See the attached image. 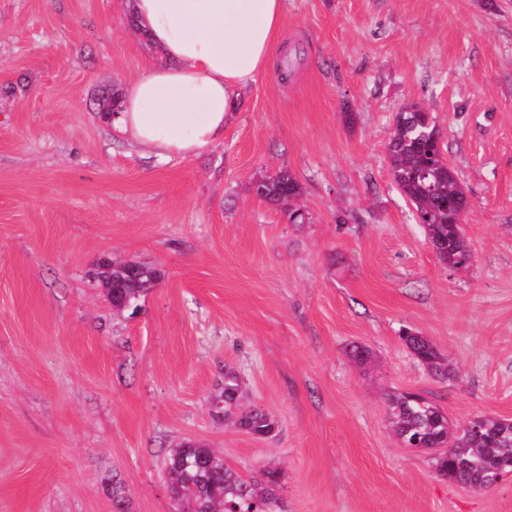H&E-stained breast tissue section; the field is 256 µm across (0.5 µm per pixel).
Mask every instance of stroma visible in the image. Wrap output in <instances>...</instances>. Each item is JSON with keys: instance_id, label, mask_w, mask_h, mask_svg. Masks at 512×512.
Listing matches in <instances>:
<instances>
[{"instance_id": "35a3bbf8", "label": "stroma", "mask_w": 512, "mask_h": 512, "mask_svg": "<svg viewBox=\"0 0 512 512\" xmlns=\"http://www.w3.org/2000/svg\"><path fill=\"white\" fill-rule=\"evenodd\" d=\"M279 52L219 143L158 160L110 118L160 63L129 0H0V512H115L117 483L127 512H173L187 441L276 469L288 512H512V479L441 476L386 406L512 420V0H288ZM411 103L471 203L464 268L391 178ZM284 169L307 223L252 190ZM106 259L159 271L136 312L105 300ZM228 367L270 436L216 412ZM402 339L406 347L423 365L437 374L447 372L448 365L445 357L427 339L408 331L403 334Z\"/></svg>"}]
</instances>
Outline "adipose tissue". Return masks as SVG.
Wrapping results in <instances>:
<instances>
[{"instance_id": "adipose-tissue-1", "label": "adipose tissue", "mask_w": 512, "mask_h": 512, "mask_svg": "<svg viewBox=\"0 0 512 512\" xmlns=\"http://www.w3.org/2000/svg\"><path fill=\"white\" fill-rule=\"evenodd\" d=\"M164 65L134 80L112 123L144 152L189 158L218 143L240 92L270 68L287 0H131Z\"/></svg>"}]
</instances>
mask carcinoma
<instances>
[{
    "label": "carcinoma",
    "instance_id": "cac0c4a2",
    "mask_svg": "<svg viewBox=\"0 0 512 512\" xmlns=\"http://www.w3.org/2000/svg\"><path fill=\"white\" fill-rule=\"evenodd\" d=\"M436 131L425 126V116L409 107L396 115L388 144V162L394 183L423 218L429 244L437 257L456 266L471 263L473 254L463 228L448 223L462 188L454 170L434 166L424 135ZM255 194L282 205L292 223L303 222L298 198L300 182L288 171L261 180ZM141 295L132 285L112 289L113 305L135 304ZM406 347L430 370L443 374L445 357L427 339L411 332L402 336ZM243 380L239 373L224 369V419L241 430L261 438L276 429L275 420L262 408L242 407ZM388 420L397 440L416 445V450L432 454L436 471L463 485L486 477V469L499 464L512 465V424L507 420L480 417L458 429L437 404L415 393L389 397ZM167 484L175 502L199 503V512H288L277 497L278 473L263 472V479L246 480L224 464V456L198 443L186 442L172 449L166 461Z\"/></svg>",
    "mask_w": 512,
    "mask_h": 512
}]
</instances>
